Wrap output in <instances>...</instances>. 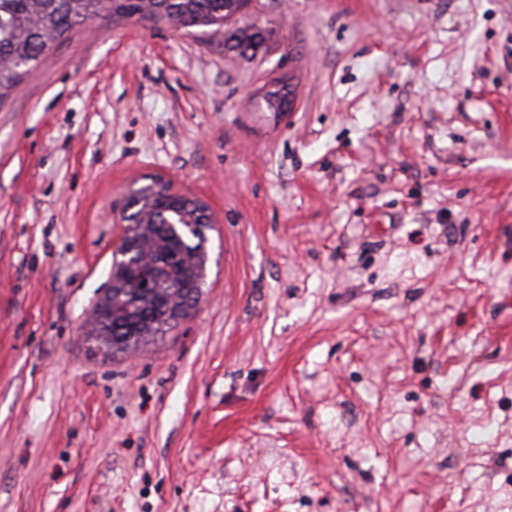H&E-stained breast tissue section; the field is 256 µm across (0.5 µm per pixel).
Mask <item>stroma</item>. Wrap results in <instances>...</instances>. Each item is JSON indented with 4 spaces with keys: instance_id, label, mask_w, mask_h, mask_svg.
I'll return each mask as SVG.
<instances>
[{
    "instance_id": "1",
    "label": "stroma",
    "mask_w": 512,
    "mask_h": 512,
    "mask_svg": "<svg viewBox=\"0 0 512 512\" xmlns=\"http://www.w3.org/2000/svg\"><path fill=\"white\" fill-rule=\"evenodd\" d=\"M238 24L255 56L98 20L0 100V512H512V0ZM158 179L212 217L204 292L112 354Z\"/></svg>"
}]
</instances>
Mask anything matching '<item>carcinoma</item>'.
<instances>
[{
    "label": "carcinoma",
    "mask_w": 512,
    "mask_h": 512,
    "mask_svg": "<svg viewBox=\"0 0 512 512\" xmlns=\"http://www.w3.org/2000/svg\"><path fill=\"white\" fill-rule=\"evenodd\" d=\"M237 8L235 0H0V91L37 68L55 41L100 18L211 28L223 33L224 49L254 55L266 32L230 26L227 17ZM129 206L123 242L152 261L123 253L113 261L112 285L94 307L89 330L108 352L133 350L175 328V311L197 303L205 278L211 216L204 205L155 182L137 190Z\"/></svg>",
    "instance_id": "1"
}]
</instances>
